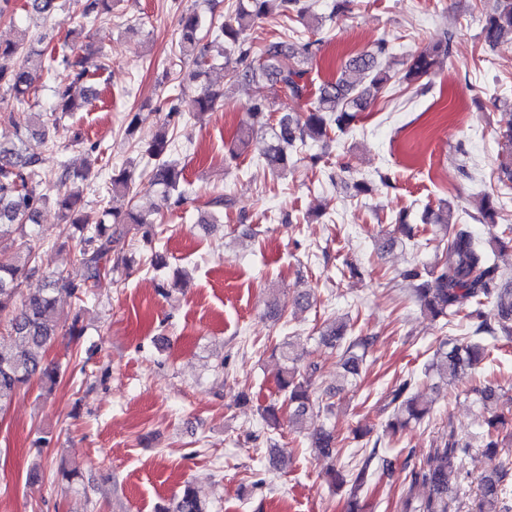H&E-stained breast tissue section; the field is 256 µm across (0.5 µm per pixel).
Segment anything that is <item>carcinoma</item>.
<instances>
[{"label":"carcinoma","mask_w":512,"mask_h":512,"mask_svg":"<svg viewBox=\"0 0 512 512\" xmlns=\"http://www.w3.org/2000/svg\"><path fill=\"white\" fill-rule=\"evenodd\" d=\"M268 2L236 0L234 9L222 22L197 10L181 13V52L195 66L192 78L200 81L193 99L196 112L211 111L224 97L223 90L203 80L210 66L207 55L210 44L203 43V39L212 32L237 50L238 67L232 72L235 80L265 77L294 98L311 95L310 85L304 79L305 71L290 62L283 42L271 39L259 56H252L246 34L255 21L266 14ZM76 6L85 18L92 17L102 23L111 19L112 0H76ZM29 8L31 13L47 20L66 11L69 5L67 0H30ZM481 34L490 47L512 40V0H497L495 10L483 20ZM450 53L451 41L445 35L414 54L399 77L380 62L386 55L383 43L374 51L352 56L335 81L319 87L315 101L303 116L284 115L277 123L269 125V140L262 152L263 166L270 174L278 176L300 161L308 142L327 147L332 141V132L346 131L356 113L366 110L377 95L395 82L414 85L421 92L428 90L426 79L442 67ZM40 55L42 52L27 45L23 38L0 44V92L15 101L18 111L16 140H0V334L10 337L9 343H0V412L6 410L13 397L32 379H39L50 392L61 377L60 364L46 362L29 349L45 347L58 336L78 340L84 335L79 317L69 322L60 319L57 293L65 291L76 304H83L102 278L128 269L134 263L133 257L113 247V243L129 236L152 245L156 235L153 215L161 207L168 209L183 201V169L170 159L173 144L170 131L180 123L183 112L173 104L160 128L141 145L143 152L154 160L150 186L157 188L161 206L143 210L133 204L139 191L135 167L130 163L112 171L111 178L112 200H125L126 207L107 204L98 223L84 222L79 210L86 174L72 171L65 165L47 171L38 156L24 153L18 145L25 133L53 138L61 116L79 110L88 101L86 97L79 101L71 94V85L86 77L81 59L63 54L55 59L56 67L61 81H68L70 85L56 91L48 123L34 125L43 114L30 111V94L37 82V70L30 61ZM499 145L508 161L500 164L498 180L507 187L512 185V126L501 133ZM48 206L58 210L64 222V243L71 246L74 257L84 269L79 280H71L45 263L51 248L32 226L39 223L41 210ZM498 212V201L493 196L485 195L480 199L481 221H494ZM421 220L443 231L442 250L433 264L422 268L415 265L405 270L402 278L423 310L433 317L468 323L469 335L440 343L433 360L425 367L426 374L450 385L461 373L478 368L489 357L482 342H512V270L502 268L495 260L498 253H512V225H504L501 236L489 251L468 225L452 222V210L447 204L436 211L425 210ZM33 277L41 278L44 288L28 293L22 284ZM320 341L341 349V366L346 378L359 376L369 346L367 338L352 337L348 335L347 324L333 323L320 330ZM292 348L290 341L279 346L281 367L277 387L288 402L290 420L301 424L314 414L332 413L333 404L313 397L311 380L317 364L300 367ZM413 385L414 378L409 377L389 392L393 412L371 451L345 474L333 468L328 471L332 485L349 488L350 512L370 509L361 495L368 492L376 480L381 461L378 447L384 436L401 433L430 413V407L411 393ZM483 424L486 426L482 435L484 455L494 461L501 446L499 434L506 420L493 414L485 417ZM312 444L322 456L336 457L333 430L323 426L315 430ZM472 448L471 441L451 436L444 447L435 449L430 461L411 478L414 485L428 486L430 493L416 504L406 501L405 512H452L448 506V491L465 479L462 459ZM507 477L508 472L495 465L479 478L478 512H512V482H508ZM163 512H206V508L192 485L187 483Z\"/></svg>","instance_id":"cac0c4a2"}]
</instances>
